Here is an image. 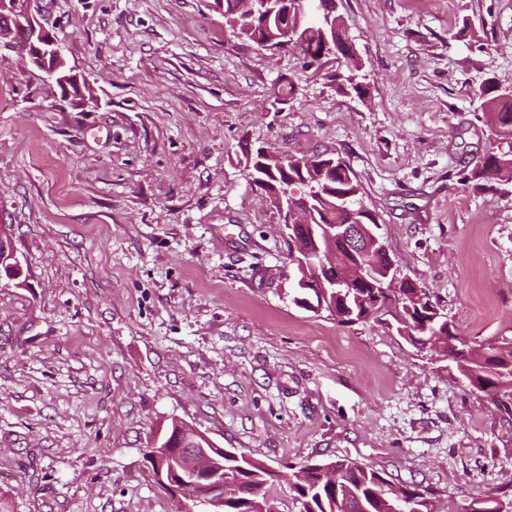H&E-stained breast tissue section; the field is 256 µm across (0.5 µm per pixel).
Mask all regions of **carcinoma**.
I'll return each instance as SVG.
<instances>
[{"label":"carcinoma","instance_id":"carcinoma-1","mask_svg":"<svg viewBox=\"0 0 512 512\" xmlns=\"http://www.w3.org/2000/svg\"><path fill=\"white\" fill-rule=\"evenodd\" d=\"M238 0H213V8L224 10L226 24L232 30L262 49L280 43L282 28L288 26L287 17L277 12L268 19L264 14L236 12ZM348 38L343 33L341 22H336L335 49L323 48V34L318 28L302 27L290 46L303 55L305 65L318 70L327 64L336 69L330 78L343 94L362 96L364 87L359 81L361 65L347 49ZM61 89L69 88L73 96L83 99L92 94L86 83L67 77L63 67L55 79ZM480 99L489 111V148L467 174V179L495 184H512V88L501 86L493 77L484 80L480 88ZM332 157L314 156L308 163L302 158H290L281 166L268 159L257 149L246 162L248 181L261 189L272 202L297 189L311 194L312 223L295 226L290 236L289 259L295 261L294 253L315 249L323 224L366 225L371 232L378 230L375 215L360 202L361 188L351 169L341 163L328 168ZM361 260L369 265L385 267L391 262L386 252L374 251L361 258L341 244H336V267L321 272L339 275L351 263ZM293 301L296 305L316 311L319 306L336 317L342 325H353L368 319L396 324V331L405 334L416 346L426 348L433 333L448 337L452 370L460 377L481 385V391L498 394L501 387L512 384V348L503 351L502 346L512 340L505 339L479 349L457 340L450 322H431L438 304L429 291L408 283L391 295L381 294L379 288H330L322 294L316 288H297ZM336 486L329 487L320 482L318 463H306L299 467L304 480H292L290 490L299 500L302 512H396L403 501L422 500L424 496L416 485L397 483L369 465L348 458L334 460ZM224 512H262L268 500L274 497L272 488L279 477L277 471L258 461H239L233 456H224Z\"/></svg>","mask_w":512,"mask_h":512}]
</instances>
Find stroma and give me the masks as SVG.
I'll return each mask as SVG.
<instances>
[{"mask_svg":"<svg viewBox=\"0 0 512 512\" xmlns=\"http://www.w3.org/2000/svg\"><path fill=\"white\" fill-rule=\"evenodd\" d=\"M95 101L0 52V490L13 512H177L145 453L172 421L279 471L351 458L441 512L512 500V403L385 323L292 302L279 211L244 150L340 159L402 273L474 347L512 338V184L479 87H512V0H336L339 93L209 0H34ZM294 89L281 92V77ZM480 99L489 111L487 151L467 174L469 181L512 184V88L502 87L494 77L484 80ZM507 146V151L503 150Z\"/></svg>","mask_w":512,"mask_h":512,"instance_id":"1","label":"stroma"}]
</instances>
